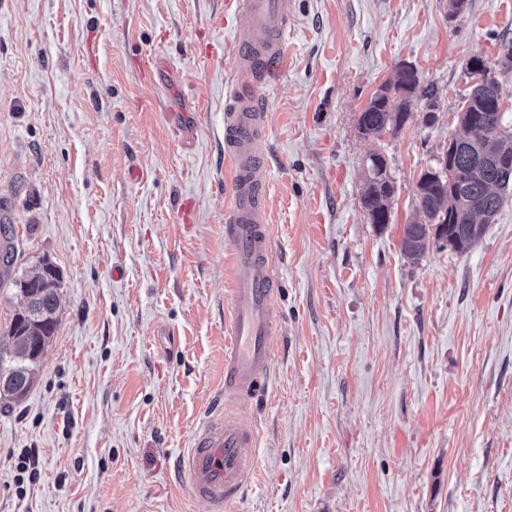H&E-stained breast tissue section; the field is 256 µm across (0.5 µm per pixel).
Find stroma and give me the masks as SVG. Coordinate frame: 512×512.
Returning <instances> with one entry per match:
<instances>
[{
	"mask_svg": "<svg viewBox=\"0 0 512 512\" xmlns=\"http://www.w3.org/2000/svg\"><path fill=\"white\" fill-rule=\"evenodd\" d=\"M468 3L293 0L261 90L281 331L266 391L224 401L256 440L228 512H512V191L468 251L401 250L470 60L512 40V0ZM247 34L226 0H0L13 272L50 262L62 294L32 388L0 403V512H209L175 458L224 385V102ZM401 63L435 122L362 137ZM374 152L397 186L383 227L361 204Z\"/></svg>",
	"mask_w": 512,
	"mask_h": 512,
	"instance_id": "stroma-1",
	"label": "stroma"
}]
</instances>
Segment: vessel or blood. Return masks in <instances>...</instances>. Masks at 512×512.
Masks as SVG:
<instances>
[{
  "label": "vessel or blood",
  "mask_w": 512,
  "mask_h": 512,
  "mask_svg": "<svg viewBox=\"0 0 512 512\" xmlns=\"http://www.w3.org/2000/svg\"><path fill=\"white\" fill-rule=\"evenodd\" d=\"M249 22L233 68L253 75L256 84L275 73L284 58L291 0H228ZM264 105L255 88H233L224 105V157L232 165V208L225 231L236 254L231 291L232 324L224 346V396L249 395L264 388L273 363L272 339L279 326L273 316L276 271L271 258L270 216L266 201L267 168L258 143L265 136ZM255 437L223 405L209 410L176 460L189 497L224 512L254 471Z\"/></svg>",
  "instance_id": "1"
}]
</instances>
